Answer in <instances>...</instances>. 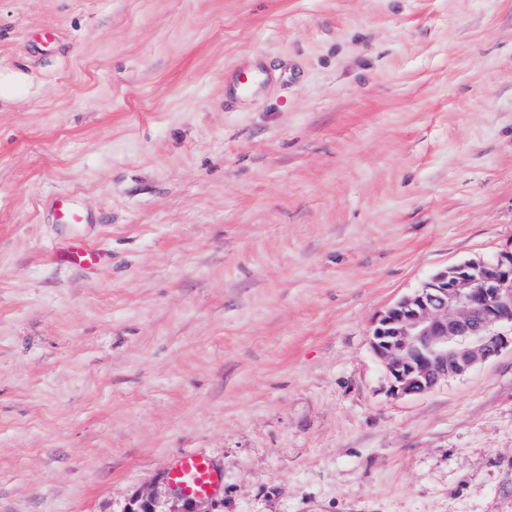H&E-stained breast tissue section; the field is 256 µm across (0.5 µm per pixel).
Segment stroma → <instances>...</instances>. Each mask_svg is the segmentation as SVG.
<instances>
[{
	"label": "stroma",
	"instance_id": "stroma-1",
	"mask_svg": "<svg viewBox=\"0 0 512 512\" xmlns=\"http://www.w3.org/2000/svg\"><path fill=\"white\" fill-rule=\"evenodd\" d=\"M0 85V512H512V349L400 399L370 348L512 251V0H0ZM53 207L60 224H82L85 220L84 215L75 207L70 196H56L53 200ZM51 258L58 264H67L85 270H95L104 261V253L83 240H64L54 244ZM167 476L169 482L188 498L213 496L222 484L220 469L199 452L181 453Z\"/></svg>",
	"mask_w": 512,
	"mask_h": 512
}]
</instances>
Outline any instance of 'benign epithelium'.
I'll return each instance as SVG.
<instances>
[{
	"instance_id": "benign-epithelium-1",
	"label": "benign epithelium",
	"mask_w": 512,
	"mask_h": 512,
	"mask_svg": "<svg viewBox=\"0 0 512 512\" xmlns=\"http://www.w3.org/2000/svg\"><path fill=\"white\" fill-rule=\"evenodd\" d=\"M506 327L512 329V251L432 275L379 316L371 349L392 394L412 397L512 347Z\"/></svg>"
}]
</instances>
